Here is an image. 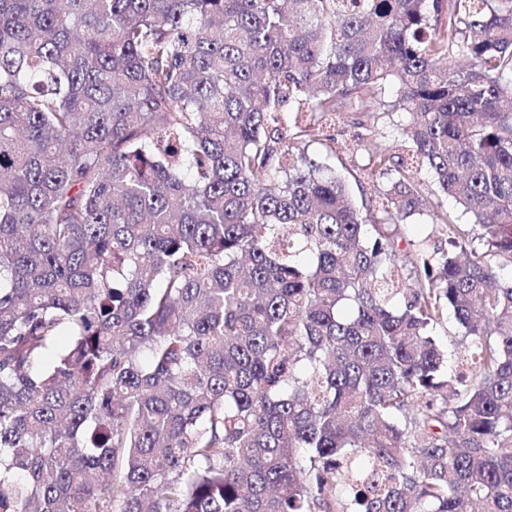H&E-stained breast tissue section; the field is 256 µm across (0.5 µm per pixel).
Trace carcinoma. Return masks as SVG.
Masks as SVG:
<instances>
[{"mask_svg":"<svg viewBox=\"0 0 512 512\" xmlns=\"http://www.w3.org/2000/svg\"><path fill=\"white\" fill-rule=\"evenodd\" d=\"M508 267L512 0H0V512H512ZM376 114H373L371 112H367L365 114H349L347 121H350L352 119H357L358 121L363 122V126L359 128H353L350 126H338L331 129L326 130V135L330 136L331 138L336 139V144L332 145V141H323V145L316 144L310 148V151L314 154L321 155L322 157H326L328 146H335L336 147V155L333 152H330V159L332 165L336 167V171L339 172L350 184L355 197L360 200V193L359 189L356 185V182L354 180V177L358 178L360 182L363 184L365 189L368 188L366 177L364 176L363 171L361 170L362 157L361 155H351V154H344L339 152L338 147L343 140L344 136H342L341 131L343 129L347 130L350 135H353L355 132L362 135V138L364 139L365 143L368 145H376L378 150H382L388 154L391 153H401V150L398 148L397 141L398 137L395 134V132L390 128H384L383 130H378L377 128H373V118ZM353 176H352V175ZM408 239L415 243H423L426 251H432L434 247L448 249L447 236L440 226L427 224L425 220H417L407 225ZM460 334L459 327L451 314H448V319H445L435 330V335L440 346L445 350L447 349L448 353L451 352L452 354L457 351L456 341L459 340Z\"/></svg>","mask_w":512,"mask_h":512,"instance_id":"obj_1","label":"carcinoma"}]
</instances>
